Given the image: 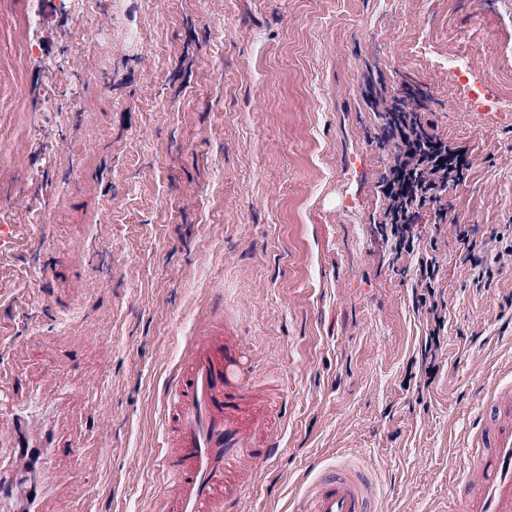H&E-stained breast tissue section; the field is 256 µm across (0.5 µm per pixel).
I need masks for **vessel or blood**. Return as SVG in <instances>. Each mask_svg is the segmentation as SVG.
Segmentation results:
<instances>
[{"mask_svg": "<svg viewBox=\"0 0 512 512\" xmlns=\"http://www.w3.org/2000/svg\"><path fill=\"white\" fill-rule=\"evenodd\" d=\"M162 471L170 491L162 512H242L255 470L281 453L288 400L256 377L244 336L219 314L196 330L164 390ZM22 415L0 421L15 447H56L52 433L32 440ZM466 460L453 488L454 512H512V378L482 397ZM377 478L342 457L303 483L291 512H377Z\"/></svg>", "mask_w": 512, "mask_h": 512, "instance_id": "obj_1", "label": "vessel or blood"}]
</instances>
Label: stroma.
Listing matches in <instances>:
<instances>
[{
  "label": "stroma",
  "mask_w": 512,
  "mask_h": 512,
  "mask_svg": "<svg viewBox=\"0 0 512 512\" xmlns=\"http://www.w3.org/2000/svg\"><path fill=\"white\" fill-rule=\"evenodd\" d=\"M39 2L0 5V419L25 411L60 445L39 512H158L165 384L218 300L288 394L244 512H289L311 464L347 453L383 512H448L477 396L512 366V114H490L512 100V0ZM372 80L427 92L469 149L445 220L421 216L448 301L422 390L414 264L373 225ZM461 224L457 225V239L463 244V249L466 253L463 258V262L470 261L474 266H478L482 263L485 250V244L482 241H477L474 237H471L469 230H462ZM476 250L478 254H476Z\"/></svg>",
  "instance_id": "obj_1"
}]
</instances>
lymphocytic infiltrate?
<instances>
[{
  "label": "lymphocytic infiltrate",
  "mask_w": 512,
  "mask_h": 512,
  "mask_svg": "<svg viewBox=\"0 0 512 512\" xmlns=\"http://www.w3.org/2000/svg\"><path fill=\"white\" fill-rule=\"evenodd\" d=\"M371 102L390 136L385 144L389 152V170L380 188L384 200L378 233L393 240L399 253L416 257L417 285L413 307L428 325L420 348L427 377L437 371L435 359L441 351V330L445 328L448 302L438 283L440 265L429 251L420 250L423 238L419 220L427 206L437 203L449 186L459 184L469 167L467 150L441 137L426 114L432 99L412 88L392 100L374 91Z\"/></svg>",
  "instance_id": "1"
}]
</instances>
